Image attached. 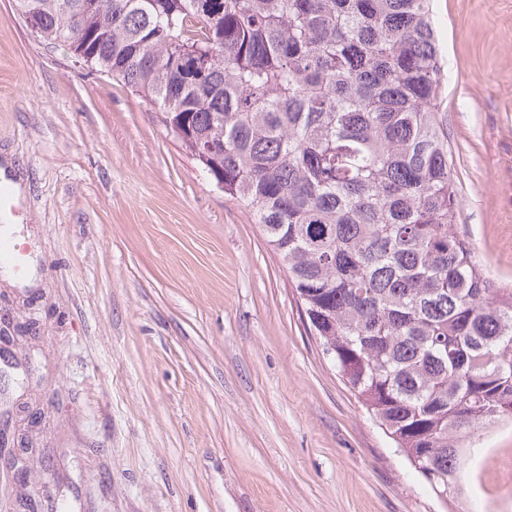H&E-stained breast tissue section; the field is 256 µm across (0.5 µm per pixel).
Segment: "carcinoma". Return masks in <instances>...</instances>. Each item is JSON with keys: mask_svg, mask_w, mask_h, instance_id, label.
Instances as JSON below:
<instances>
[{"mask_svg": "<svg viewBox=\"0 0 512 512\" xmlns=\"http://www.w3.org/2000/svg\"><path fill=\"white\" fill-rule=\"evenodd\" d=\"M161 113L260 224L345 386L432 493L512 423V288L456 232L433 0H15Z\"/></svg>", "mask_w": 512, "mask_h": 512, "instance_id": "1", "label": "carcinoma"}]
</instances>
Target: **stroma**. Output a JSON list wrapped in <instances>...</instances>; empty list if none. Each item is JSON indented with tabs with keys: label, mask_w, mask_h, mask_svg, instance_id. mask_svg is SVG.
Listing matches in <instances>:
<instances>
[{
	"label": "stroma",
	"mask_w": 512,
	"mask_h": 512,
	"mask_svg": "<svg viewBox=\"0 0 512 512\" xmlns=\"http://www.w3.org/2000/svg\"><path fill=\"white\" fill-rule=\"evenodd\" d=\"M439 117L457 230L512 286V0H434ZM28 186L21 235L42 282H0V421L25 481L56 466L72 512H512V426L494 475L441 503L344 385L259 224L182 150L158 108L76 63L0 0V154Z\"/></svg>",
	"instance_id": "1"
}]
</instances>
